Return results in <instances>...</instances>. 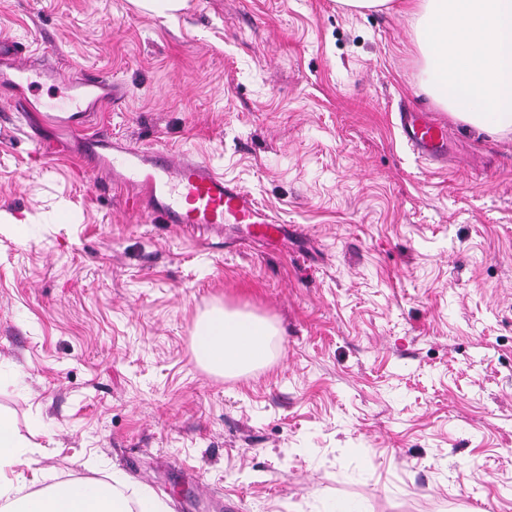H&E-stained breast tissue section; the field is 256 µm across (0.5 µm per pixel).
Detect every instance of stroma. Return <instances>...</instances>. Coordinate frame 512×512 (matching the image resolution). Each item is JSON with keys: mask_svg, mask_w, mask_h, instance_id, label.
<instances>
[{"mask_svg": "<svg viewBox=\"0 0 512 512\" xmlns=\"http://www.w3.org/2000/svg\"><path fill=\"white\" fill-rule=\"evenodd\" d=\"M25 61L114 82L93 130L187 152L288 226L267 242L132 209L0 90V411L38 485L120 477L166 512H512V134L422 87L414 24L336 0H0ZM448 129L425 160L398 114ZM62 139V138H61ZM217 306L261 368L192 352ZM182 494H174V487ZM275 328L251 312L215 307L200 317L193 333L196 362L208 371L234 377L265 365Z\"/></svg>", "mask_w": 512, "mask_h": 512, "instance_id": "35a3bbf8", "label": "stroma"}]
</instances>
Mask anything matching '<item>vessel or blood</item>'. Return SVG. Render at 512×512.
<instances>
[{"mask_svg":"<svg viewBox=\"0 0 512 512\" xmlns=\"http://www.w3.org/2000/svg\"><path fill=\"white\" fill-rule=\"evenodd\" d=\"M6 39L0 37V86L17 93L15 109L28 112L30 103L21 93L33 73L26 64L6 59ZM73 108L70 114L55 115L60 126L78 135L84 153L115 183L136 188L133 208L148 207L164 222L181 224L201 231L224 224H244L248 234L273 242L287 230L286 225L268 215L256 199L238 186L225 183L223 174L206 161L184 154L172 156L166 148H144L105 135H88L84 127L95 112L110 107L116 94L110 79L87 73L69 82ZM406 141L421 157L434 160L442 156L448 142V129L421 112L401 117Z\"/></svg>","mask_w":512,"mask_h":512,"instance_id":"1","label":"vessel or blood"}]
</instances>
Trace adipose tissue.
Segmentation results:
<instances>
[{"instance_id":"obj_1","label":"adipose tissue","mask_w":512,"mask_h":512,"mask_svg":"<svg viewBox=\"0 0 512 512\" xmlns=\"http://www.w3.org/2000/svg\"><path fill=\"white\" fill-rule=\"evenodd\" d=\"M352 11L397 9L414 22L423 85L438 106L484 132L512 131V0H338ZM275 328L266 318L216 307L193 333L196 362L234 377L265 365ZM29 442L0 412V512H164L158 497L120 483L76 481L27 490Z\"/></svg>"}]
</instances>
